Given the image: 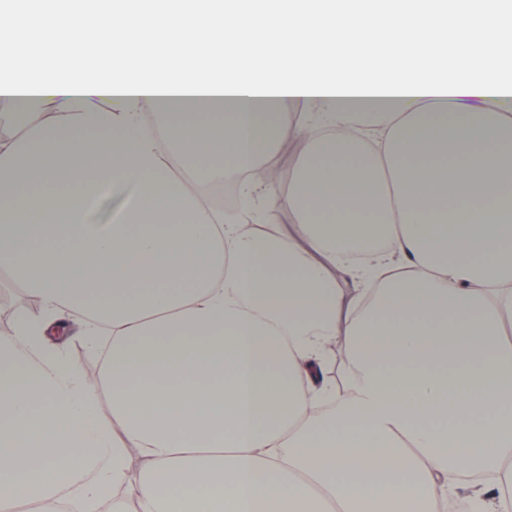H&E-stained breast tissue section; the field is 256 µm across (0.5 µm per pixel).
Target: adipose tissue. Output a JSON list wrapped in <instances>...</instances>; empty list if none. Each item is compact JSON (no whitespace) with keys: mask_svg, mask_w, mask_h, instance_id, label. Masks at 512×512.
<instances>
[{"mask_svg":"<svg viewBox=\"0 0 512 512\" xmlns=\"http://www.w3.org/2000/svg\"><path fill=\"white\" fill-rule=\"evenodd\" d=\"M338 2L255 51L261 0H186L145 55V0L71 9L68 54L0 9V269L40 306L0 340V512H512V0ZM287 145L268 232L207 205ZM71 313L108 340L92 382ZM59 348L70 364L78 366L84 372L86 379L87 371L97 376L100 366L98 356L87 348L83 331L75 320H71L70 334L60 341Z\"/></svg>","mask_w":512,"mask_h":512,"instance_id":"1","label":"adipose tissue"}]
</instances>
